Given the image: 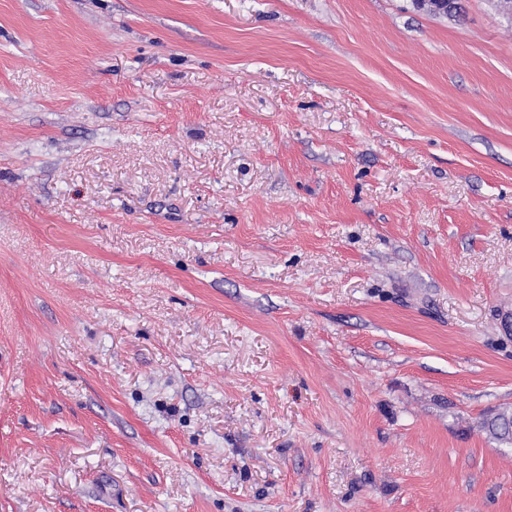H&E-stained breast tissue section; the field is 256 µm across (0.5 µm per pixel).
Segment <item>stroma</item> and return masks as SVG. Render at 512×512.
<instances>
[{"label":"stroma","mask_w":512,"mask_h":512,"mask_svg":"<svg viewBox=\"0 0 512 512\" xmlns=\"http://www.w3.org/2000/svg\"><path fill=\"white\" fill-rule=\"evenodd\" d=\"M0 0V512H512V16Z\"/></svg>","instance_id":"1"}]
</instances>
